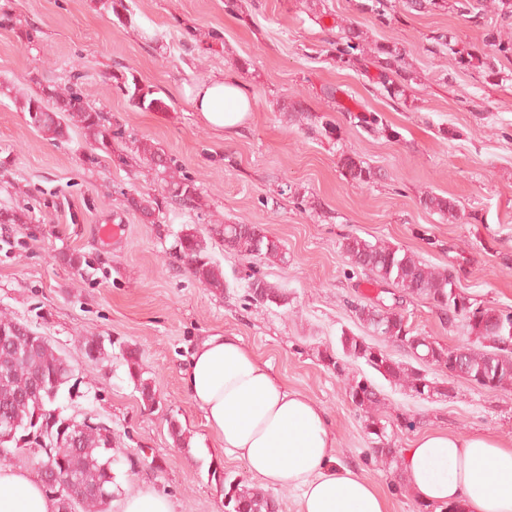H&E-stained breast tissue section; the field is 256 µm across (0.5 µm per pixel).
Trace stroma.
<instances>
[{"mask_svg": "<svg viewBox=\"0 0 512 512\" xmlns=\"http://www.w3.org/2000/svg\"><path fill=\"white\" fill-rule=\"evenodd\" d=\"M118 24L103 0H0L18 24L38 27L32 46L0 28V211L25 212V224L0 223V319L31 325L68 358L76 396L66 412L92 415L112 429L114 481L121 492L149 486L175 512H224V496L208 471L249 479L244 461L227 455L180 372L200 337L234 333L288 384L325 410L336 455L386 497L390 512H414L403 473L366 455L362 420L322 361L339 336L368 330L351 302L395 306L410 328L454 346L464 343L425 299L395 298L371 272L352 268L341 242L356 234L401 246L426 263L456 268L461 288L481 305L512 311V59L491 80L480 69L458 70L448 52H431V37L452 33L469 51L486 53L482 30L456 0L418 13L398 10L389 26L361 12L360 0H124ZM361 23L369 43L395 42L413 73L406 100L375 90L368 71L338 67L327 55L336 22ZM250 60L241 69L242 60ZM131 73L164 99L163 112L133 107L112 86ZM237 77L253 108L241 133L223 134L199 119L186 94L217 74ZM78 80L87 101L107 112L124 142L148 139L174 158L200 189L202 206L166 208L164 223H142L123 195L162 196L149 165L127 168L85 162L79 130L67 141L41 136L15 104L42 86ZM336 88L327 97V88ZM299 101V118L283 105ZM381 114L389 134L368 131L357 114ZM331 123L337 139L309 133ZM358 155L381 173L358 187L341 175V155ZM454 199L460 220L449 222L419 203L427 192ZM262 225L285 246L284 261L258 263L283 288L285 305L245 298L246 262L225 251L211 228L224 222ZM117 227L113 236L102 226ZM205 234L207 253L227 287L214 294L195 281L175 247L187 229ZM77 265H70V258ZM98 336L104 353L88 358L78 346ZM141 350L145 379L160 403L145 410L121 357ZM380 415L391 441L409 447L416 435L441 429L485 433L512 442V389L490 391L453 383L451 398L428 402L374 376ZM408 415L414 429L397 428ZM177 419L190 437L178 448L169 435Z\"/></svg>", "mask_w": 512, "mask_h": 512, "instance_id": "35a3bbf8", "label": "stroma"}]
</instances>
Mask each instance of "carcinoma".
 <instances>
[{"mask_svg": "<svg viewBox=\"0 0 512 512\" xmlns=\"http://www.w3.org/2000/svg\"><path fill=\"white\" fill-rule=\"evenodd\" d=\"M361 10L386 24L394 5L391 0H369ZM338 31L329 41L333 59L341 68L366 69L364 46L366 37L360 23L344 20L336 23ZM453 36L441 33L434 42L455 55L461 69L480 68L488 78L499 76L497 56L512 57V38L503 37L500 30L488 28L484 39L493 45L496 54L478 57L458 50ZM373 65L378 70L374 83L394 100L405 98L410 74L404 67V56L398 44L375 45ZM115 88L143 111L162 112L167 103L126 74L112 75ZM20 111L28 115L29 125L42 135L62 140L73 127L81 129L90 149L88 162L98 164L106 157L118 167L129 166L137 156L147 162L165 181L166 196L157 199L149 195L134 197L122 193L127 209L140 212L148 224H160L163 210L172 204L197 209L200 193L195 181L187 176H175L173 158L152 143L132 141L131 151L115 149L112 143L123 138L112 129L104 113L92 107L78 83L63 91L45 86L41 92L19 101ZM368 130L386 131L388 125L377 112L357 116ZM341 173L345 180L358 186L376 181L378 172L355 155L341 157ZM426 210L441 217L457 219L460 208L448 197L429 192L420 199ZM224 247L241 257L267 262L281 261L286 252L283 243L270 236L259 224L228 223L222 231ZM179 254L190 274L205 288L223 294L227 288L224 273L206 255V241L197 231L185 232L177 241ZM341 249L351 265L375 275L376 282L392 285L408 296L429 301L448 323L457 321L470 344L448 346L431 336L415 334L404 316L381 304L352 306L354 317L373 335L397 342L407 348L418 366L393 359L376 344L363 336L342 333L341 352L323 356L326 367L343 383L346 397L362 413L367 435L371 436L370 458L388 465L398 463V449L392 447L387 427L375 415L381 405L380 391L365 375L350 372V364L362 361L389 383L409 395L425 401H441L449 396L450 388L427 378L424 367L436 366L448 370V377L464 380L486 390L512 387V311L480 306L460 289L459 277L453 269L435 268L407 249L381 241L372 242L356 234L343 238ZM247 296L259 305L287 301L285 292L269 283L258 272L247 278ZM79 347L89 358L103 354V342L97 337H84ZM130 380L140 394L144 409L151 411L159 403L157 392L143 378L139 347H126L122 353ZM73 372L68 359L50 341L34 332L23 322L0 320V461L26 458L36 463L46 489L59 502V512H104L114 492L112 445L102 433L104 422L96 428L73 430L74 418L63 415L64 394H72ZM211 479L224 494V512H275V502L258 488H249L239 480H229L224 472L209 471ZM60 480L68 490L57 494L53 482Z\"/></svg>", "mask_w": 512, "mask_h": 512, "instance_id": "1", "label": "carcinoma"}]
</instances>
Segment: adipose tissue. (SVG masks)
Segmentation results:
<instances>
[{
	"mask_svg": "<svg viewBox=\"0 0 512 512\" xmlns=\"http://www.w3.org/2000/svg\"><path fill=\"white\" fill-rule=\"evenodd\" d=\"M191 102L206 125L228 133L252 108L228 74L198 83ZM181 376L225 450L245 460L261 486L300 490V512H388L377 487L337 458L324 409L289 388L241 336L203 337ZM401 465L413 498L433 512H512V448L492 436L428 431L403 449ZM0 512L59 506L37 472L0 463Z\"/></svg>",
	"mask_w": 512,
	"mask_h": 512,
	"instance_id": "obj_1",
	"label": "adipose tissue"
}]
</instances>
